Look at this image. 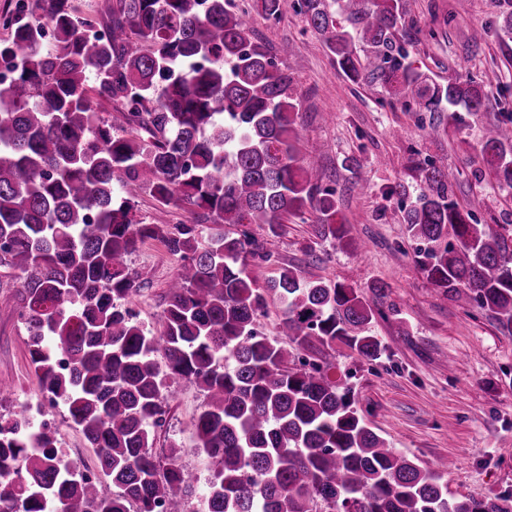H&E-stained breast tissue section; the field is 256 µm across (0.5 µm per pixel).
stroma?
I'll return each mask as SVG.
<instances>
[{
  "label": "stroma",
  "instance_id": "obj_1",
  "mask_svg": "<svg viewBox=\"0 0 512 512\" xmlns=\"http://www.w3.org/2000/svg\"><path fill=\"white\" fill-rule=\"evenodd\" d=\"M235 4L271 53L291 45L281 67L301 95L297 147L303 154L319 147L317 178L335 187L348 226L347 236L334 241L316 236L311 213L302 221L290 219L275 234L266 225H251L271 255L270 262L252 266V276L262 285L291 265L302 277L361 290L386 283L384 315L375 322L386 347L381 359L363 361L342 345L312 350L310 359L328 363L337 378L349 381L361 414L389 448L428 468L453 461L442 477L449 497L512 492V336L424 277L400 211L418 188L417 163L444 159L457 175L458 197L481 223H512V202L484 175L478 145L482 126L512 118V40L501 36L492 0H407L415 21L407 48L418 71L443 84L463 75L478 78L491 68L500 76L483 110L463 113L462 123L438 139L423 135L429 113L381 106V86L347 79L293 10L272 25L258 14L257 0ZM478 29L484 35L476 42ZM359 176L368 183L361 193L352 189ZM395 185L405 188V196H388ZM179 264L158 239L145 240L128 257L140 285L130 306L152 332L162 328L165 296ZM17 286L0 268V384L13 390L0 401L2 418L41 393L16 311ZM167 396L166 422L155 432L153 450L177 446L182 465L207 479L211 463L197 449L191 426L204 396L178 380L170 382ZM51 419L62 454L95 470V452L68 413L54 412Z\"/></svg>",
  "mask_w": 512,
  "mask_h": 512
}]
</instances>
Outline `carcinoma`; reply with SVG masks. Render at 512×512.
I'll return each mask as SVG.
<instances>
[{
	"label": "carcinoma",
	"mask_w": 512,
	"mask_h": 512,
	"mask_svg": "<svg viewBox=\"0 0 512 512\" xmlns=\"http://www.w3.org/2000/svg\"><path fill=\"white\" fill-rule=\"evenodd\" d=\"M512 39V0H494ZM292 7L354 83L378 84L392 107L481 110L499 77L441 85L408 61L405 0H260L263 18ZM0 60V263L19 280V316L42 391L66 407L94 448L98 477L56 457L48 427L25 413L0 420V512H186L194 475L150 448L165 416V379L205 396L193 419L212 459L196 512H512V493L448 499L441 473L395 452L366 423L327 364L290 357L258 318L281 310L283 335L303 349L346 345L381 358L374 332L387 286L372 296L293 266L261 287L264 245L243 230L201 243L200 225L266 224L307 209L324 239L346 234L336 191L301 162V96L277 56L255 39L235 0H112L102 21L73 0H16ZM55 49L42 51V32ZM121 113L95 118L93 99ZM142 131L144 138L122 135ZM480 155L512 193V129L486 126ZM403 212L414 261L435 286L465 295L512 335V234L480 223L454 194L448 164L418 166ZM135 186L183 206L172 229L136 218ZM159 238L181 264L168 285L162 331L133 320L128 256ZM67 357L71 370L57 371Z\"/></svg>",
	"instance_id": "cac0c4a2"
}]
</instances>
